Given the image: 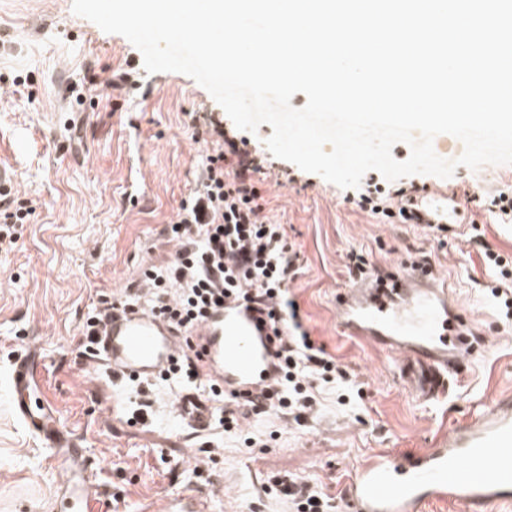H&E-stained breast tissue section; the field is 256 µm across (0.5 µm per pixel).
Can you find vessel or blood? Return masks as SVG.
Masks as SVG:
<instances>
[{
	"label": "vessel or blood",
	"mask_w": 512,
	"mask_h": 512,
	"mask_svg": "<svg viewBox=\"0 0 512 512\" xmlns=\"http://www.w3.org/2000/svg\"><path fill=\"white\" fill-rule=\"evenodd\" d=\"M411 204L424 224L465 221L454 196L441 186L414 196ZM436 279L432 268L396 265L336 294L338 330L371 338L393 354L404 388L428 404L444 395L449 374L484 346L468 313ZM189 339L200 353L201 385L179 390L174 408L181 424L207 433L215 414L205 387L250 396L276 377L275 348L240 303L226 301L188 338L149 310L108 311L95 328L91 359L113 379L151 380L182 353ZM35 383L31 365H16L11 402L19 419L65 464L53 512H112L81 441L58 427L50 405L32 403ZM345 495L352 512H422L433 503L467 512H512V393L492 397L418 453L377 450L354 472ZM216 501V496L203 494L175 497L171 512H214Z\"/></svg>",
	"instance_id": "b4317fda"
}]
</instances>
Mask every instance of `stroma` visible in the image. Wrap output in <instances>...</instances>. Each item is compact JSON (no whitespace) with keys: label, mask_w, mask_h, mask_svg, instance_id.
Here are the masks:
<instances>
[{"label":"stroma","mask_w":512,"mask_h":512,"mask_svg":"<svg viewBox=\"0 0 512 512\" xmlns=\"http://www.w3.org/2000/svg\"><path fill=\"white\" fill-rule=\"evenodd\" d=\"M140 68L137 89L112 87L113 72ZM141 52L72 11V0H0V164L14 170L27 223L0 251V512H50L63 473L15 417L9 378L29 349L46 358L40 397L60 424L82 440L112 512H141L165 496L223 487L217 512H286L265 496L269 477L290 473L343 497L356 466L380 448L417 452L469 417L488 397L512 392V325L487 297L493 278L471 240L481 230L494 251L512 257V224L482 208L484 191L512 187V165L477 171L458 165L456 137L441 135L448 179L418 174L417 187L445 185L470 215L433 234L417 224H380L342 189L288 161L268 156L255 179L265 212L286 224L303 256L293 291L303 324L347 367L364 391L345 410L323 406L303 425L276 416L245 419V429L279 433L268 447L241 448L221 431L182 427L166 388L126 383L112 405L105 370L87 371L81 329L103 300L139 286L149 266L169 263L176 246L163 233L182 200L198 187L203 155L216 148L203 117L233 122L191 77L143 72ZM375 267L425 253L487 344L471 365L451 375L446 394L423 405L400 384L395 360L380 346L342 335L337 289L349 287L348 254ZM147 404L152 423L130 424L128 410Z\"/></svg>","instance_id":"35a3bbf8"}]
</instances>
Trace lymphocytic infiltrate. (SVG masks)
Segmentation results:
<instances>
[{"label": "lymphocytic infiltrate", "instance_id": "f902f5d3", "mask_svg": "<svg viewBox=\"0 0 512 512\" xmlns=\"http://www.w3.org/2000/svg\"><path fill=\"white\" fill-rule=\"evenodd\" d=\"M208 134L224 148L206 155L199 188L166 227L177 244L174 258L166 267L146 270L150 291L126 296L125 306L149 308L184 332L210 307L232 297L255 313L258 328L275 345L279 376L255 397L227 398L209 390L225 437L241 436L244 413H272L299 425L328 398H335L337 407L349 406L355 381L303 325L291 292L302 271L301 252L287 225L264 213L265 200L252 179L260 163L221 124H212ZM405 195L404 188L370 182L355 203L380 223L412 224L416 216L404 206ZM263 490L287 501L291 512H332L330 497L290 474L270 477Z\"/></svg>", "mask_w": 512, "mask_h": 512}]
</instances>
